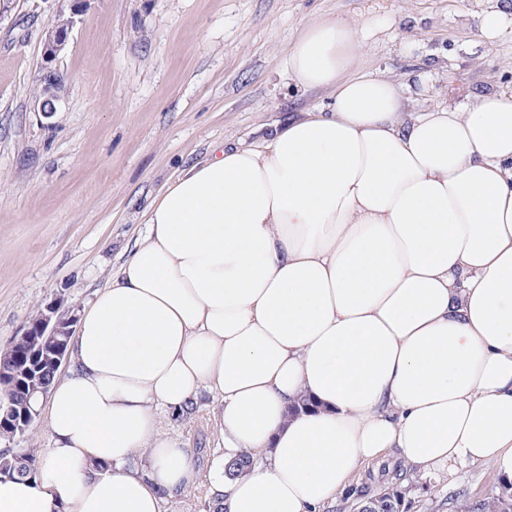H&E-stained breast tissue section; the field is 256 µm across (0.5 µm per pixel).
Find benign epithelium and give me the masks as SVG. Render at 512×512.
I'll use <instances>...</instances> for the list:
<instances>
[{
  "label": "benign epithelium",
  "mask_w": 512,
  "mask_h": 512,
  "mask_svg": "<svg viewBox=\"0 0 512 512\" xmlns=\"http://www.w3.org/2000/svg\"><path fill=\"white\" fill-rule=\"evenodd\" d=\"M86 2L88 0H73V3L69 4V10L57 11L45 28L42 42L43 67L36 102L39 104L41 114L47 119L58 112V107L65 98L64 80L53 64L65 51L69 33L75 23V16L82 11ZM62 305L63 300L59 299L44 306L39 312L36 324L27 329L24 335L50 338L71 335L72 325L77 322V314L72 311L65 314L59 313Z\"/></svg>",
  "instance_id": "7a95c632"
}]
</instances>
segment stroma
<instances>
[{
    "label": "stroma",
    "mask_w": 512,
    "mask_h": 512,
    "mask_svg": "<svg viewBox=\"0 0 512 512\" xmlns=\"http://www.w3.org/2000/svg\"><path fill=\"white\" fill-rule=\"evenodd\" d=\"M499 0H88L55 68L66 83L52 118L35 102L53 0L0 15V347L63 298L82 309L143 233V212L188 162L227 139L249 144L329 95L288 81L305 29L353 21L361 67L396 77L411 109L512 89V28L482 39ZM216 406L162 416L201 467L224 455ZM409 512H449L458 494L498 488L490 465L409 468Z\"/></svg>",
    "instance_id": "stroma-1"
}]
</instances>
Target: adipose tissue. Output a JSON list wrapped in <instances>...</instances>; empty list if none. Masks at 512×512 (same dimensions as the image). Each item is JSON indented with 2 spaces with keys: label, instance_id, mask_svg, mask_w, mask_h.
Returning a JSON list of instances; mask_svg holds the SVG:
<instances>
[{
  "label": "adipose tissue",
  "instance_id": "adipose-tissue-1",
  "mask_svg": "<svg viewBox=\"0 0 512 512\" xmlns=\"http://www.w3.org/2000/svg\"><path fill=\"white\" fill-rule=\"evenodd\" d=\"M359 51L349 20L308 27L287 77L331 106L152 199L47 395L40 474L0 476V512H166L201 471L159 415L204 393L225 448L265 459L210 473L224 512H323L392 452L512 482V92L414 112Z\"/></svg>",
  "mask_w": 512,
  "mask_h": 512
}]
</instances>
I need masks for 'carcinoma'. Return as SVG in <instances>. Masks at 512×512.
<instances>
[{
  "label": "carcinoma",
  "mask_w": 512,
  "mask_h": 512,
  "mask_svg": "<svg viewBox=\"0 0 512 512\" xmlns=\"http://www.w3.org/2000/svg\"><path fill=\"white\" fill-rule=\"evenodd\" d=\"M41 345L47 349L52 344L44 336L19 335L8 347L0 349V406L10 407L8 413L0 415V439L6 446L0 448V474L33 478L41 465L37 448H13L18 438L28 431L20 430L21 415L33 403L30 398V385L36 381L50 388L56 369L49 357H34L33 350ZM252 465L251 457L239 454L225 464L226 474L234 476ZM409 487L394 483L381 492H373L367 487L358 491L356 503L351 508L364 512H408L407 495ZM455 512H512V483L501 484L498 491L477 500H462L455 506Z\"/></svg>",
  "instance_id": "cac0c4a2"
}]
</instances>
